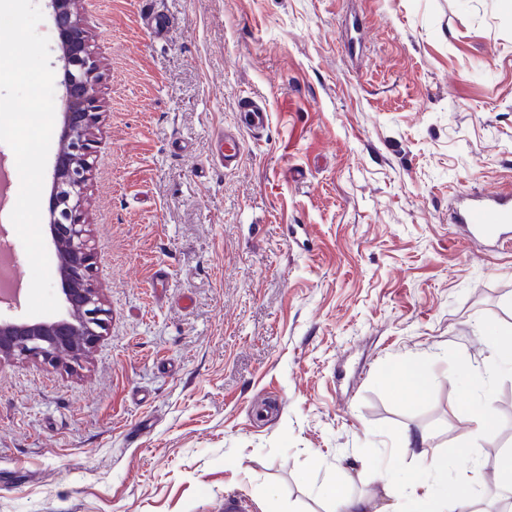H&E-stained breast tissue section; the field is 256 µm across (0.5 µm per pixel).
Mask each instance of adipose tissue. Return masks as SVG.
Wrapping results in <instances>:
<instances>
[{"label":"adipose tissue","mask_w":512,"mask_h":512,"mask_svg":"<svg viewBox=\"0 0 512 512\" xmlns=\"http://www.w3.org/2000/svg\"><path fill=\"white\" fill-rule=\"evenodd\" d=\"M387 380L396 394L411 400L423 398L431 384L429 369L422 364H405L390 370ZM424 476H411L395 483L391 492L405 499L409 512H447L449 506L474 505L476 491L465 478L447 481L448 456L436 453L425 459Z\"/></svg>","instance_id":"obj_1"}]
</instances>
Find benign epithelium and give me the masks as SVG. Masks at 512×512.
Listing matches in <instances>:
<instances>
[{
	"instance_id": "7a95c632",
	"label": "benign epithelium",
	"mask_w": 512,
	"mask_h": 512,
	"mask_svg": "<svg viewBox=\"0 0 512 512\" xmlns=\"http://www.w3.org/2000/svg\"><path fill=\"white\" fill-rule=\"evenodd\" d=\"M62 62L64 109L59 148L47 202V232L56 247L64 313L51 320L0 316V361L69 364L90 353L108 325L100 289L93 281L84 194L101 118L100 66L90 50L91 33L74 0H48Z\"/></svg>"
}]
</instances>
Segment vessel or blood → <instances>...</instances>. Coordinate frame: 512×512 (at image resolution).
<instances>
[{"mask_svg": "<svg viewBox=\"0 0 512 512\" xmlns=\"http://www.w3.org/2000/svg\"><path fill=\"white\" fill-rule=\"evenodd\" d=\"M153 0H141L143 15L153 36L162 38L168 33L166 17L156 11ZM237 126L217 132L219 146L216 155L224 168L237 167L242 158L243 136L260 135L268 124L265 100L254 95L240 97L237 104ZM455 221L465 227L471 242L487 247L512 243V197L494 189L461 192L455 211Z\"/></svg>", "mask_w": 512, "mask_h": 512, "instance_id": "1", "label": "vessel or blood"}]
</instances>
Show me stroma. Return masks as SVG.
<instances>
[{
    "instance_id": "1",
    "label": "stroma",
    "mask_w": 512,
    "mask_h": 512,
    "mask_svg": "<svg viewBox=\"0 0 512 512\" xmlns=\"http://www.w3.org/2000/svg\"><path fill=\"white\" fill-rule=\"evenodd\" d=\"M101 62L85 193L106 336L72 367L0 363V512H328L314 475L512 446V372L480 430L465 371L512 342V247L467 242L459 192L512 190V11L500 0H75ZM261 96L227 170L215 134ZM164 287H152L157 271ZM425 364L397 399L384 375ZM153 1L155 0H141V4L144 6L143 15L153 36L162 38L167 35L169 26L166 17L152 6ZM394 391L410 400L423 398L431 384L429 369L422 364H405L386 374Z\"/></svg>"
}]
</instances>
